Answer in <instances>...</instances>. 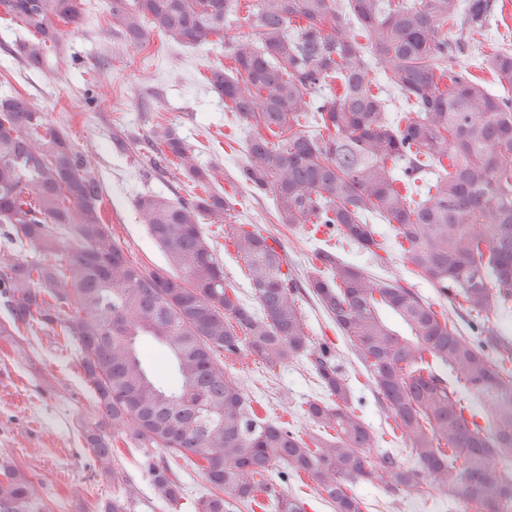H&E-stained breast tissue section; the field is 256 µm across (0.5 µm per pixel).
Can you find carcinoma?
Instances as JSON below:
<instances>
[{
  "label": "carcinoma",
  "mask_w": 512,
  "mask_h": 512,
  "mask_svg": "<svg viewBox=\"0 0 512 512\" xmlns=\"http://www.w3.org/2000/svg\"><path fill=\"white\" fill-rule=\"evenodd\" d=\"M239 0H112L110 27L142 47L158 31L188 46L227 44L208 83L224 110L250 128L239 178L272 194L282 224L336 226L338 237L376 254L379 218L406 244L405 259L469 327L512 303V52L483 58L502 92L471 78L460 58L501 10L499 0H254V42L226 39ZM28 37L15 56L42 69L60 24L77 29L84 0H0V17ZM459 36L448 38L445 26ZM367 41L362 51L359 39ZM340 84H335V81ZM407 107L389 115L379 82ZM315 123L318 131H308ZM148 145L175 156L197 180L210 178L169 128ZM100 183L68 136L20 95L0 97V224L40 254L0 248V336L53 325L81 359L96 414L81 435L102 477L119 492L101 512H137L140 488L116 463V439L154 448L147 468L165 507L181 498L189 461L209 484L196 512H306L274 483L272 468L304 473L335 512H364L350 492L435 489L487 512L512 507V338L494 336L492 361L447 311L417 292L383 282L336 255L316 252L332 276H308L320 306L352 343L411 464L366 450L376 437L349 406L351 390L331 351L316 345L296 302L286 258L261 234L229 224L226 237L249 272L263 315L224 282V267L201 230L223 223L224 197L191 202L161 194L136 199L166 265L136 261L102 221ZM69 238L70 246L64 245ZM411 335L393 331L383 310ZM274 371L305 358L333 400L307 404L310 422L334 434L306 442L257 415L254 399L224 369L237 356ZM447 369L462 390L439 374ZM474 394L477 400L469 398ZM31 476L0 448V512H41Z\"/></svg>",
  "instance_id": "1"
}]
</instances>
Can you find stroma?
<instances>
[{"label": "stroma", "mask_w": 512, "mask_h": 512, "mask_svg": "<svg viewBox=\"0 0 512 512\" xmlns=\"http://www.w3.org/2000/svg\"><path fill=\"white\" fill-rule=\"evenodd\" d=\"M90 2L84 26L64 33L46 70L18 63L11 55L15 29L0 24V96H25L52 126L68 135L101 184L104 219L113 236L148 265L164 264L165 258L135 207L138 196L160 193L187 200L208 191L223 196L229 222L253 225L285 255L289 270L300 281L296 299L311 336L331 347L351 388L352 409L377 437L375 448L367 452L369 460L378 462L390 451L407 461L349 340L322 311L304 281L312 272L314 252L326 250L365 268L378 280L415 290L436 308H449L448 299L413 274L396 246L376 257L342 246L332 229L315 232L307 224L280 223L271 196L239 183L247 129L225 114L223 100L207 82L211 67L223 62L224 48L180 45L156 31L147 46H133L106 23L111 0ZM162 126L177 130L197 165L211 170V181L198 182L176 159L160 163L144 150L145 141ZM224 230L221 224L203 226L224 266L225 281L244 302L253 303L246 268L225 240ZM19 342L29 354L23 362L15 359L11 342L0 339V448L10 449L17 464L31 473L51 512H82L83 505L108 502L116 489L101 478L99 462L78 428L79 420L93 411L79 354L65 346L57 325L21 336ZM226 369L257 398L260 417L290 424L303 435L318 434L303 408L326 393L305 359L289 360L271 373L250 358L227 361ZM363 493L370 512H476L473 506L448 501L434 490L423 497L370 487Z\"/></svg>", "instance_id": "stroma-1"}]
</instances>
